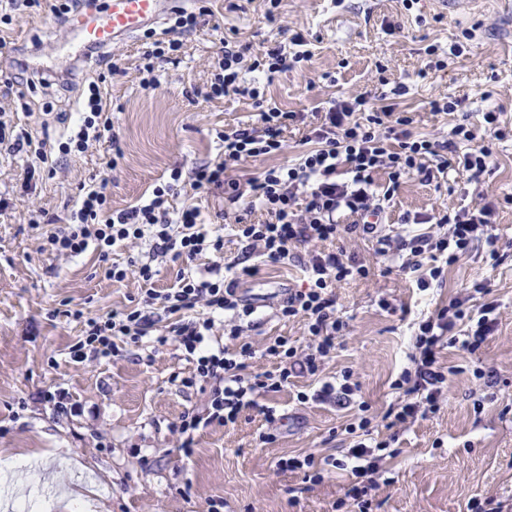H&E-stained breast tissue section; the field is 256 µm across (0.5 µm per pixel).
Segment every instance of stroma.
<instances>
[{
    "instance_id": "1",
    "label": "stroma",
    "mask_w": 512,
    "mask_h": 512,
    "mask_svg": "<svg viewBox=\"0 0 512 512\" xmlns=\"http://www.w3.org/2000/svg\"><path fill=\"white\" fill-rule=\"evenodd\" d=\"M201 6L212 13L211 28L185 37L153 89L139 81L143 34L79 60L53 15L16 11L5 28L0 96L11 105L17 131L35 140L70 135L86 78L102 73L122 155L113 158L104 145L84 155L53 154L56 175L40 176L22 196L29 152L0 153V193L18 195L0 213V512L20 507L34 487L45 490L41 512H351L346 493L352 475L342 461L352 437L345 427L363 404L374 417L375 440L389 441L395 451L381 463L369 512H467L468 502L487 497L512 512V138L498 140L479 129L483 112L492 109L512 127V10L501 0H475L455 12L436 0H416L409 9L404 0H281L273 21L268 0H189L187 8ZM296 32L312 57L274 74L265 87L268 103L309 116L363 94L378 107L394 103L411 117L417 136L444 139L455 125L475 128L492 155L476 180L453 167L439 170L438 158H429L432 181L403 179L376 233L344 240L347 257L371 270L369 278L336 290L349 332L324 374L353 372L359 389L349 407L318 399V381L297 375L281 391L262 395L235 423L197 432L187 454L176 447L171 428L207 399L200 386L184 384L194 372L192 361L171 344L122 342L114 356L73 364L69 347L81 326L64 310L81 308L92 316L130 310L141 301V286L132 278H104L94 250L73 258L40 251L28 209L66 214L81 186L96 179L106 180L113 208L122 209L145 201L173 168L187 172L219 158L217 131L258 120L251 100L202 95L220 40L249 43L260 57L275 44H289ZM456 43L463 48L458 56L450 52ZM430 46L436 55L427 54ZM115 56L120 70L112 74L108 64ZM442 98L455 101V111H431L430 101ZM306 133L304 123L289 125L282 154L244 161L231 177L244 180L294 162ZM484 198L497 205L491 221L498 262H491L485 244H476L446 267L442 281L418 290L400 269L409 255L404 240L425 232L426 218ZM194 202L207 230L223 236L224 261L257 263L220 217L223 194L203 191ZM479 284L491 288L500 305L497 330L474 357L441 350L440 364L457 372L444 384L439 411L386 427L383 414L403 398L393 383L409 366L419 323ZM308 286L296 261L268 264L238 282L239 296L254 309L245 334L256 349L279 336L306 343L303 321L282 320L278 311L289 292ZM383 298L390 309L380 307ZM478 367L493 372L491 385L478 386ZM56 390L66 394V412L42 399ZM266 406L274 421L263 414ZM264 433L273 441L260 442ZM309 453L317 462H335L322 481L276 468L279 460Z\"/></svg>"
}]
</instances>
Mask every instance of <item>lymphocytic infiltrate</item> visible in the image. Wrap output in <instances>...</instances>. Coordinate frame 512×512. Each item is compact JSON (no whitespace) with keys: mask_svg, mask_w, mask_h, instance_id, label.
<instances>
[{"mask_svg":"<svg viewBox=\"0 0 512 512\" xmlns=\"http://www.w3.org/2000/svg\"><path fill=\"white\" fill-rule=\"evenodd\" d=\"M206 23L204 13L182 11L164 36L148 32L149 42L139 66L144 88L157 86V72L180 51L182 35ZM309 58V52L291 55L278 45L255 59L250 55L249 44L223 43L205 99L237 95L253 100L259 109L257 125L218 132L217 137L224 144L223 157L195 167L187 177L181 169H172L168 181L157 185L151 198L139 205L112 209L106 185L99 182L88 187L67 218L39 209L30 219L31 225L44 229L42 250L68 258L95 249L105 265L106 278L121 282L133 277L145 287L139 306L120 315L88 318L82 310L72 311V318L84 323L83 334L70 351L73 362L86 365L111 355L116 339L126 338L136 344L152 334L158 344L176 343L192 356L194 375L187 383L200 385L208 395L202 408L185 412L172 427L178 448L186 452L192 447L196 431L214 423H235L244 409L256 407V395L278 391L287 385L294 370L313 377L322 374L337 341L348 333L347 323L336 314V288L347 280L367 277L369 270L344 260L342 254L321 251V244L356 231L375 233L377 227L371 224V217L383 211L401 179L428 174L424 160L439 145L437 139L413 135L410 117L397 112L395 106L375 109L365 96L359 95L325 113L322 123L308 134L312 147L298 163L269 168L261 177L244 182L226 179L228 168L284 149L283 130L296 121L297 115L265 104L262 81L274 73L295 69ZM245 71L253 73L251 82L242 81ZM88 92L80 108L78 131L56 144L39 141L34 150L37 164L48 163L55 152L82 155L96 143H115L112 117L99 85L90 83ZM341 169L351 173V181H337L336 174ZM381 172L387 181L383 192L376 193L372 190L374 177ZM188 189L224 191L235 207L234 226L251 253L273 263H285L294 260L297 245L310 248L304 267L311 285L289 294L279 310L281 318L304 320L310 341L300 347L281 336L266 346L265 355L285 362L278 371H249V362L257 352L244 336L243 323L253 309L241 303L234 281L224 277L225 271L233 269L253 276L257 267L238 269L230 262L215 264L207 279L181 272L176 287L159 292L151 287L157 274L151 262L138 256L123 265L110 261L115 245L134 248L148 234L157 240V253L172 255L176 260L192 261L206 252H221L224 242L209 236L199 207H172V199ZM342 207L354 216V223L337 222L336 212ZM256 209L265 212L264 221H251L250 215ZM494 209V203L488 201L455 214L443 213L438 221L448 225L446 236L436 238L422 233L411 238L413 258L403 262L402 268L414 276L419 290H427L441 278L444 265L455 262L475 242L488 236ZM477 292L483 295V303L476 305L468 298L457 297L420 324L409 356L411 367L394 383L406 396L393 414L394 424L440 409L446 381L438 360L441 349L451 346L472 356L496 331L499 305L490 300L489 288L481 286ZM162 314L175 316L176 321L167 333L159 334L155 325ZM371 423V417L361 415L347 426L348 432L357 437L348 450L355 482L347 495L359 512H366V498L377 488L380 475L379 459L364 441L371 433Z\"/></svg>","mask_w":512,"mask_h":512,"instance_id":"lymphocytic-infiltrate-1","label":"lymphocytic infiltrate"}]
</instances>
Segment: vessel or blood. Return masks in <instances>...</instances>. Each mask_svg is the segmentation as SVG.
<instances>
[{
	"instance_id": "1",
	"label": "vessel or blood",
	"mask_w": 512,
	"mask_h": 512,
	"mask_svg": "<svg viewBox=\"0 0 512 512\" xmlns=\"http://www.w3.org/2000/svg\"><path fill=\"white\" fill-rule=\"evenodd\" d=\"M177 0H109L106 13L90 9L68 20L81 52L101 51L158 23Z\"/></svg>"
}]
</instances>
